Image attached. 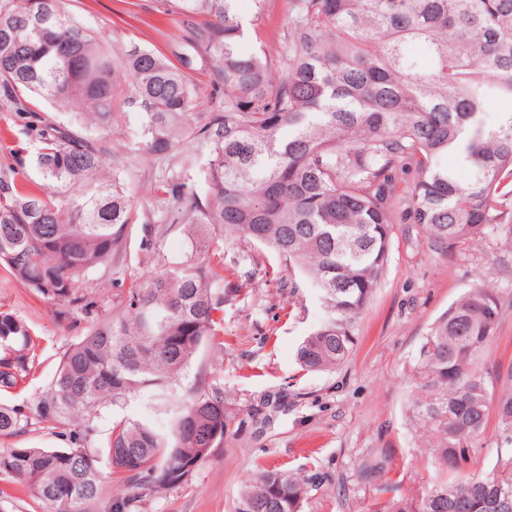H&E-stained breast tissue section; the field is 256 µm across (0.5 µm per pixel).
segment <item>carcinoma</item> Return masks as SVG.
Returning <instances> with one entry per match:
<instances>
[{
    "label": "carcinoma",
    "instance_id": "obj_1",
    "mask_svg": "<svg viewBox=\"0 0 512 512\" xmlns=\"http://www.w3.org/2000/svg\"><path fill=\"white\" fill-rule=\"evenodd\" d=\"M238 0H166L183 17L171 54L117 51L63 7L64 0H0V109L22 120L26 157L0 165V267L58 314L87 324L60 352L52 379L32 400L0 402V437L39 425L66 448L0 449V476L50 512H94L98 464L131 493L108 512L190 479L234 420L208 383L190 390L169 425L113 423L101 442L94 420L142 392L162 396L224 312V267L214 238L266 246L321 295L326 322L306 336L297 361L331 371L351 356L355 324L387 266L395 224H418L431 250L452 256L489 233L512 238V0H288L280 48L242 49ZM419 43V63L409 45ZM216 64L224 106L201 126L188 122L197 85L187 70ZM139 104L149 153L178 156L192 138L208 149L204 188L180 191L170 223L187 231L195 260L133 284L122 312L112 291L91 288L112 267L132 200L104 150L41 115L49 101L74 125L109 126L114 99ZM498 119L486 121V102ZM454 155L462 178L444 160ZM504 316L500 300L472 288L430 326L414 375L427 393L413 419L434 438L441 477L411 499L374 512H512V363L494 376L480 359ZM41 340L0 311V394L38 378ZM498 417L492 470L469 464L490 411ZM381 449L361 464L370 483L393 469ZM323 477L260 470L234 512H303Z\"/></svg>",
    "mask_w": 512,
    "mask_h": 512
}]
</instances>
